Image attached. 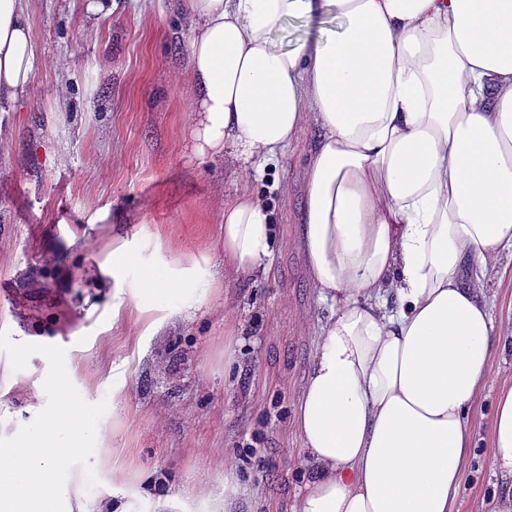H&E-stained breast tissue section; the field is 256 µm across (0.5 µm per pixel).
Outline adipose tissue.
Returning a JSON list of instances; mask_svg holds the SVG:
<instances>
[{"instance_id": "1", "label": "adipose tissue", "mask_w": 512, "mask_h": 512, "mask_svg": "<svg viewBox=\"0 0 512 512\" xmlns=\"http://www.w3.org/2000/svg\"><path fill=\"white\" fill-rule=\"evenodd\" d=\"M193 151L232 161L224 274H268L274 232L250 183L315 132L297 246L332 312L292 427L309 468L296 512H454L476 435L469 413L512 348L484 271L512 254V0H182ZM317 29L294 46L289 20ZM37 56L27 0H0V112ZM112 242V320L178 314L209 268L164 267ZM492 463L512 479V380Z\"/></svg>"}]
</instances>
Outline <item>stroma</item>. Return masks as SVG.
<instances>
[{
  "mask_svg": "<svg viewBox=\"0 0 512 512\" xmlns=\"http://www.w3.org/2000/svg\"><path fill=\"white\" fill-rule=\"evenodd\" d=\"M37 66L27 99L0 112V329L12 340L66 349L71 381L98 423L97 486L82 469L71 512H97L113 482L154 481L187 512H212L233 467L235 512H294L307 470L290 422L316 330L331 313L307 286L295 246L312 130L266 165L257 183L277 244L269 276L224 282V201L240 182L229 160L192 150L187 40L178 0H114L87 17L79 0H28ZM145 235L154 260L207 263L199 310L151 332L129 308L112 327L114 231ZM495 318L512 319V256L485 278ZM235 362L225 367V351ZM471 420L479 437L455 512H488L505 492L491 459L490 416L512 350L497 353ZM48 364L12 371L0 351V437L46 403Z\"/></svg>",
  "mask_w": 512,
  "mask_h": 512,
  "instance_id": "35a3bbf8",
  "label": "stroma"
}]
</instances>
